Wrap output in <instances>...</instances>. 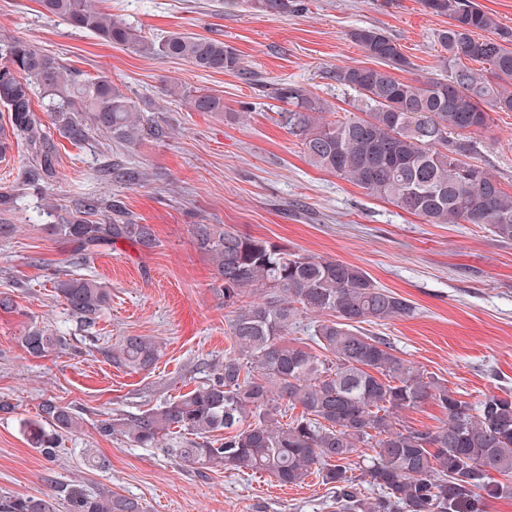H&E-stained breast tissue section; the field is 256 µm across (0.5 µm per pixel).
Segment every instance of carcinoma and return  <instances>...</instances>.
<instances>
[{
    "instance_id": "1",
    "label": "carcinoma",
    "mask_w": 512,
    "mask_h": 512,
    "mask_svg": "<svg viewBox=\"0 0 512 512\" xmlns=\"http://www.w3.org/2000/svg\"><path fill=\"white\" fill-rule=\"evenodd\" d=\"M249 8L286 14L293 0H247ZM42 15L66 20L115 45L139 53L186 60L204 72H235L240 58L223 41L175 33L154 42L126 19L92 0H39ZM425 11L448 18L437 31V72L401 80L413 63L384 29L361 26L352 41L375 67L336 70V82L358 94L361 115L329 121L325 105L304 88L284 83L275 98L291 105L278 124L302 146L314 167L330 171L372 197L388 200L429 224H483L502 243L512 242V193L475 163L493 112H512V31L475 0H422ZM489 36L480 37L478 32ZM486 63L474 69L465 61ZM190 112L224 111V99L181 85L166 89ZM40 96L59 135L79 145L93 132L134 145L152 134L136 101L105 76L78 78L59 59L13 37L0 44V158L21 137L33 156L21 184L43 189L59 179L57 144L33 110ZM55 232L74 246L75 260L120 241L141 252L158 245L150 224H135L112 198H86ZM197 248L211 257L221 282L233 350L191 391L138 412L98 420L103 437H121L135 448L198 473L249 469L282 486H301L312 475L332 490L329 512H487L512 498V390L471 403L439 378L400 356L385 336L363 325L410 318L416 307L378 285L363 268L300 253L224 224L195 225ZM52 288L69 316L91 327L111 292L94 279L57 273ZM308 316L313 353L288 338ZM66 344L48 326H30L23 349L41 358ZM105 355L140 372L161 356L148 336L128 335ZM439 406L434 430L406 425L401 413L426 403ZM301 408L283 421L288 411ZM83 418L54 397L37 416L19 420L29 445L57 456L58 438L82 429ZM183 439L168 442L171 430ZM84 466L105 470L109 460L89 448ZM359 466L361 478L349 475ZM145 512L136 499L99 488L61 485L39 496L0 499V512Z\"/></svg>"
}]
</instances>
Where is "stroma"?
I'll list each match as a JSON object with an SVG mask.
<instances>
[{"instance_id":"obj_1","label":"stroma","mask_w":512,"mask_h":512,"mask_svg":"<svg viewBox=\"0 0 512 512\" xmlns=\"http://www.w3.org/2000/svg\"><path fill=\"white\" fill-rule=\"evenodd\" d=\"M111 13L160 38L175 32L219 39L241 59L237 72H202L176 59L149 57L45 18L37 0H0V40L22 37L82 77L106 75L125 84L159 137L120 145L95 134L81 145L59 139L60 179L44 194L28 189L0 215L14 232L0 238V396L15 405L0 415V497L37 495L51 483L105 486L140 500L145 512H324L328 490L318 477L278 485L267 475L218 470L197 474L122 438L100 437L94 424L115 410L135 412L195 387L232 346L210 257L193 238L195 225L226 224L289 248L365 269L380 285L413 302V317L376 327L401 357L447 381L466 400L512 389V244L481 224H429L311 166L301 146L276 122L284 107L270 93L296 84L343 116L357 97L336 83V69L371 60L353 43L359 26L389 32L414 64L434 72L446 18L420 0H297L294 12L265 14L224 0H104ZM179 83L224 99V114L188 112L165 95ZM478 162L512 193V112H496ZM115 166L133 175L102 177ZM120 200L134 222L152 225L159 245L144 253L120 242L86 262L53 227L83 197ZM90 275L112 293L93 329L77 331L54 297L55 272ZM61 330L68 344L43 358L19 338L31 325ZM134 334L152 337L162 356L148 372L112 365L104 347ZM80 410L85 423L66 436L55 460L30 448L19 421L42 397ZM110 461L108 470L79 464L81 449Z\"/></svg>"}]
</instances>
